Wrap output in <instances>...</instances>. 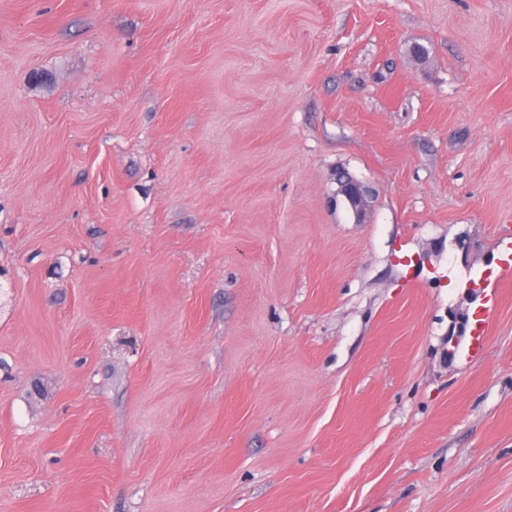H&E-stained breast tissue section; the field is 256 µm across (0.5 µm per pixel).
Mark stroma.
I'll return each instance as SVG.
<instances>
[{
    "instance_id": "obj_1",
    "label": "stroma",
    "mask_w": 512,
    "mask_h": 512,
    "mask_svg": "<svg viewBox=\"0 0 512 512\" xmlns=\"http://www.w3.org/2000/svg\"><path fill=\"white\" fill-rule=\"evenodd\" d=\"M0 512H512V0H0ZM336 181L338 184L336 197L339 195L344 197L356 217H360L369 206V190L344 172L337 175Z\"/></svg>"
}]
</instances>
